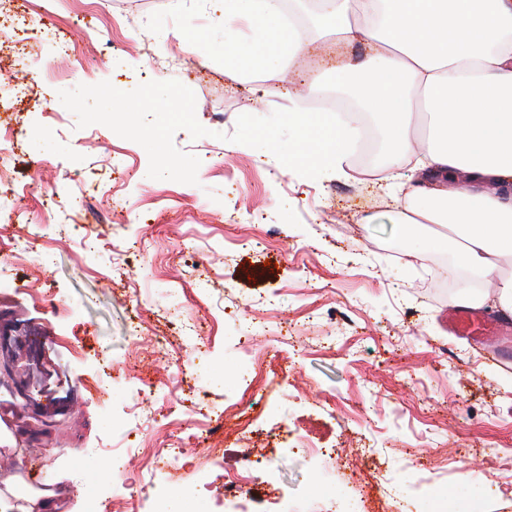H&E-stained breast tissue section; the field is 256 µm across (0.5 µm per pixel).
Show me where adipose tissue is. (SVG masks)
I'll use <instances>...</instances> for the list:
<instances>
[{
  "label": "adipose tissue",
  "mask_w": 512,
  "mask_h": 512,
  "mask_svg": "<svg viewBox=\"0 0 512 512\" xmlns=\"http://www.w3.org/2000/svg\"><path fill=\"white\" fill-rule=\"evenodd\" d=\"M224 23V64L280 68L295 60L305 25L342 45L366 41L362 62L314 74V97L341 90L375 117L387 164L375 185L397 203L399 223L433 224L459 265L512 313V0H317L306 17L285 0H212ZM251 33L242 36V25ZM304 135L291 156L308 174L346 176L353 120L303 106ZM464 176L466 185L449 190Z\"/></svg>",
  "instance_id": "ef3b65f1"
}]
</instances>
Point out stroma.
Instances as JSON below:
<instances>
[{"label": "stroma", "instance_id": "1", "mask_svg": "<svg viewBox=\"0 0 512 512\" xmlns=\"http://www.w3.org/2000/svg\"><path fill=\"white\" fill-rule=\"evenodd\" d=\"M15 11L48 33L41 54L59 76L30 69L23 95L0 83V121L15 133L12 183L0 184V482L20 476L53 491L58 512H88L130 481L113 451L157 447L173 430L212 449L220 473L270 460L250 491L257 512L274 497L362 512L365 492L438 512L448 491L456 505L512 512V357L448 333L449 299L467 293L452 248L397 223L370 181L306 182L216 138L239 115L287 108L299 72L225 68L209 0H16ZM170 79L194 92L209 131L173 137L201 161L194 185L144 178L142 146L78 127L59 98L99 80L130 91ZM75 197L83 206L69 207ZM19 238L34 246L22 260ZM412 250L428 262H410ZM261 327L264 369L248 388L235 378L253 366L239 340ZM251 391L264 403L245 415L250 437L197 430ZM301 436L335 460L294 452Z\"/></svg>", "mask_w": 512, "mask_h": 512}]
</instances>
